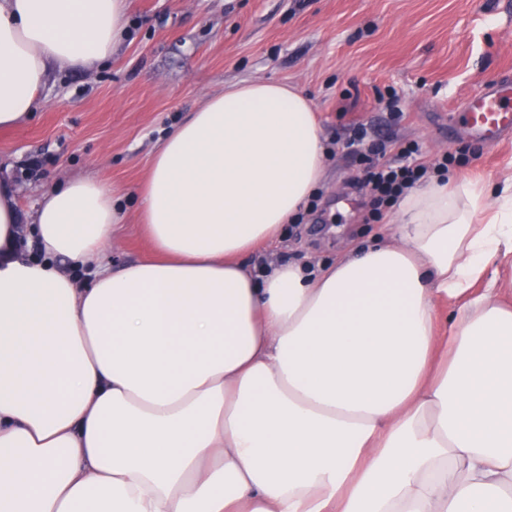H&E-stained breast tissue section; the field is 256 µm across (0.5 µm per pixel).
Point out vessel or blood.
<instances>
[{
	"label": "vessel or blood",
	"instance_id": "1",
	"mask_svg": "<svg viewBox=\"0 0 512 512\" xmlns=\"http://www.w3.org/2000/svg\"><path fill=\"white\" fill-rule=\"evenodd\" d=\"M512 75L502 74L471 95L462 111L452 118L470 138L485 145H494L512 134Z\"/></svg>",
	"mask_w": 512,
	"mask_h": 512
}]
</instances>
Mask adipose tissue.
Returning a JSON list of instances; mask_svg holds the SVG:
<instances>
[{
	"label": "adipose tissue",
	"mask_w": 512,
	"mask_h": 512,
	"mask_svg": "<svg viewBox=\"0 0 512 512\" xmlns=\"http://www.w3.org/2000/svg\"><path fill=\"white\" fill-rule=\"evenodd\" d=\"M126 31V0H0V128ZM324 155L303 92L229 86L164 136L121 265L124 189L49 188L24 254L0 180V512H512V304L474 289L512 266V178L431 176L367 247L246 268ZM123 224L118 241L112 248L113 261L127 262L148 255L150 244L139 222L138 205L133 200L126 204Z\"/></svg>",
	"instance_id": "obj_1"
}]
</instances>
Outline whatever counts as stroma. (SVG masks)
Segmentation results:
<instances>
[{
  "instance_id": "35a3bbf8",
  "label": "stroma",
  "mask_w": 512,
  "mask_h": 512,
  "mask_svg": "<svg viewBox=\"0 0 512 512\" xmlns=\"http://www.w3.org/2000/svg\"><path fill=\"white\" fill-rule=\"evenodd\" d=\"M129 36L90 68L53 69L31 115L0 130L18 209L30 218L56 181L89 175L130 189L149 175L158 141L189 112L244 80L293 85L316 110L327 153L316 207L293 225L277 259L335 260L394 223L370 218L357 162L336 143L363 123L421 144L427 161L471 146L449 113L512 71V0H130ZM405 113L391 121L380 91ZM458 178L512 177V139L483 146ZM128 202L112 258L148 255Z\"/></svg>"
}]
</instances>
